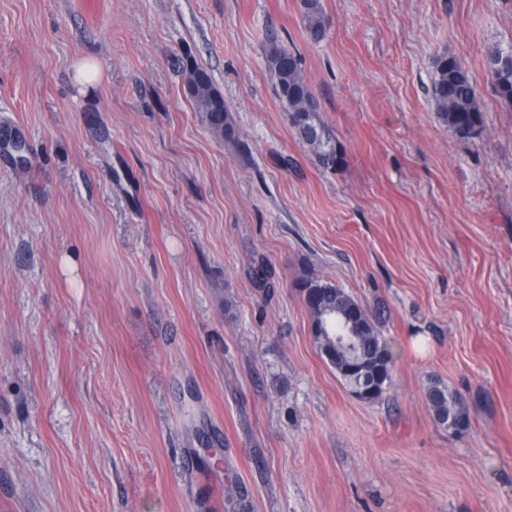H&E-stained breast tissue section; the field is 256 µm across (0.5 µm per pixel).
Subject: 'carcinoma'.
Wrapping results in <instances>:
<instances>
[{
    "instance_id": "cac0c4a2",
    "label": "carcinoma",
    "mask_w": 512,
    "mask_h": 512,
    "mask_svg": "<svg viewBox=\"0 0 512 512\" xmlns=\"http://www.w3.org/2000/svg\"><path fill=\"white\" fill-rule=\"evenodd\" d=\"M300 12L308 36L317 41L327 30L328 20L320 0H300ZM268 70L279 99L286 105L291 127L311 149L315 160L326 169H336L346 161L344 149L322 118L320 108L307 111L317 99L307 83L299 55L284 45L272 44L268 55ZM184 94L199 112L208 129L218 138L236 142L238 133L224 97L214 87L207 71L195 64L185 65ZM497 95L512 104V64L491 73ZM430 99L438 119L460 139H473L483 130V113L478 105L477 90L468 73L454 56L436 58L429 86ZM297 287L308 310L313 341L319 350L335 346L337 336H356L355 355L359 367L352 370L351 358L337 352L331 366L341 380L354 389L362 378L374 382L377 388L364 396L374 401L392 386V354L385 339L377 331L372 315L354 296L329 280L304 274ZM428 409L436 422L454 414L448 430L458 433L470 426L465 404L460 396L438 383L426 392Z\"/></svg>"
}]
</instances>
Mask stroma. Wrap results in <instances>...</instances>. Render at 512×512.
<instances>
[{
    "label": "stroma",
    "instance_id": "1",
    "mask_svg": "<svg viewBox=\"0 0 512 512\" xmlns=\"http://www.w3.org/2000/svg\"><path fill=\"white\" fill-rule=\"evenodd\" d=\"M321 4L317 42L299 0H0V512H512V106L486 57L512 0ZM274 42L342 168L293 131ZM444 53L476 138L432 106ZM303 267L373 313L381 399L313 345ZM268 70L277 96L287 107L291 127L312 149L318 164L333 170L341 166L346 153L322 118L318 101L303 75L299 55L284 45L272 43ZM313 102L314 112H307L308 104ZM438 119L460 139H473L483 130L477 90L454 56L436 58L429 86ZM184 72V94L208 129L216 137L235 143L238 138L237 129L224 106L223 95L214 87L207 71L198 65L186 64ZM426 402L434 420L442 426L443 416L448 417V412L454 414L452 425L444 426L448 431L459 433L461 428H469L470 419L462 398L450 392L447 387L438 383L431 385L426 392Z\"/></svg>",
    "mask_w": 512,
    "mask_h": 512
}]
</instances>
